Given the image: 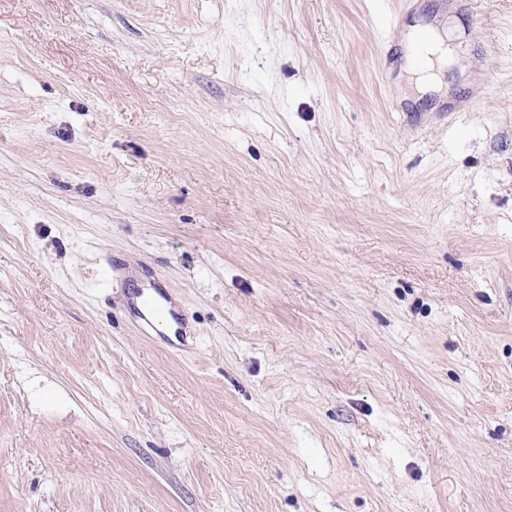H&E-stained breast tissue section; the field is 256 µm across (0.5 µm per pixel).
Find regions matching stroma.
Segmentation results:
<instances>
[{"mask_svg":"<svg viewBox=\"0 0 512 512\" xmlns=\"http://www.w3.org/2000/svg\"><path fill=\"white\" fill-rule=\"evenodd\" d=\"M0 512H512V0H0ZM425 45L424 51L427 55V63L424 67H417L414 63L415 56L417 55L420 45L413 42L411 35L410 51L412 54L411 65L409 64V73L413 76L414 84L422 91L426 88L433 86L439 79L440 71L448 64V59L452 55V47L450 45V37L448 35V42L446 38L438 33L430 31ZM129 305L130 310L137 314L143 334L148 335V329L154 331L156 325L173 321L178 326L177 334L187 336V323L176 310L165 289L155 285L136 288L131 294Z\"/></svg>","mask_w":512,"mask_h":512,"instance_id":"35a3bbf8","label":"stroma"}]
</instances>
